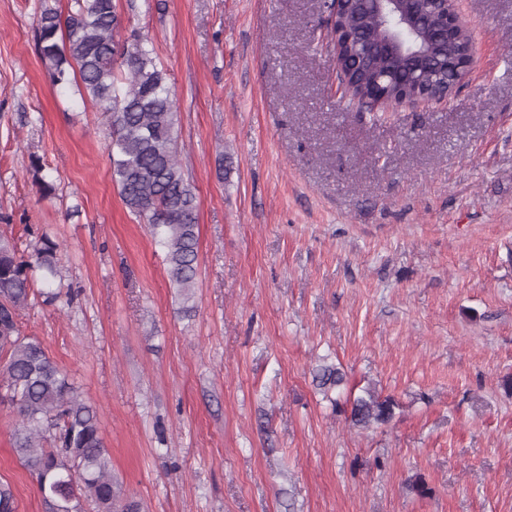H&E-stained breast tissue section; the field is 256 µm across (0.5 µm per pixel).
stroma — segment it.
<instances>
[{"mask_svg": "<svg viewBox=\"0 0 512 512\" xmlns=\"http://www.w3.org/2000/svg\"><path fill=\"white\" fill-rule=\"evenodd\" d=\"M46 2L71 5L0 0V233L58 243L72 301L20 329L96 407L145 512H512V0H458L469 73L379 121L335 90L324 0H114L177 94L188 300L112 180L107 115L38 57ZM325 362L392 420L346 422ZM15 428L0 405V481L44 512ZM314 380L327 397L330 390L344 389L348 383L346 374L339 367L333 366H321L318 368Z\"/></svg>", "mask_w": 512, "mask_h": 512, "instance_id": "1", "label": "stroma"}]
</instances>
